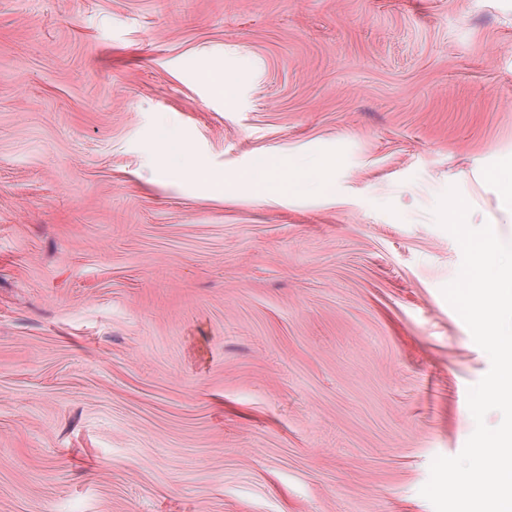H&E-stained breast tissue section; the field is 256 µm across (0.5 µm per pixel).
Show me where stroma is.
Listing matches in <instances>:
<instances>
[{
    "label": "stroma",
    "mask_w": 512,
    "mask_h": 512,
    "mask_svg": "<svg viewBox=\"0 0 512 512\" xmlns=\"http://www.w3.org/2000/svg\"><path fill=\"white\" fill-rule=\"evenodd\" d=\"M509 168L512 0H0V512H434L491 367L434 208L511 240ZM286 160L279 156H269L231 176L217 178L206 169L195 166L191 175L208 187L214 197L223 198L239 188L261 200L279 197L290 191H307L336 198V186L324 174L323 165L316 161L298 165L288 159V179L284 176ZM487 181L497 187L499 210L512 218V172L506 174H491Z\"/></svg>",
    "instance_id": "35a3bbf8"
}]
</instances>
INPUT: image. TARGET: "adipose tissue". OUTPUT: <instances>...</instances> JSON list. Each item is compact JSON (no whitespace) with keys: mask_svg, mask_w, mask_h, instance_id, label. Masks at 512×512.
Here are the masks:
<instances>
[{"mask_svg":"<svg viewBox=\"0 0 512 512\" xmlns=\"http://www.w3.org/2000/svg\"><path fill=\"white\" fill-rule=\"evenodd\" d=\"M192 176L205 184L212 196L223 198L243 188L261 200L279 197L292 191H307L335 196L336 187L324 174L320 162L307 165L286 162L279 156H269L227 177H214L206 169L196 166Z\"/></svg>","mask_w":512,"mask_h":512,"instance_id":"1","label":"adipose tissue"}]
</instances>
